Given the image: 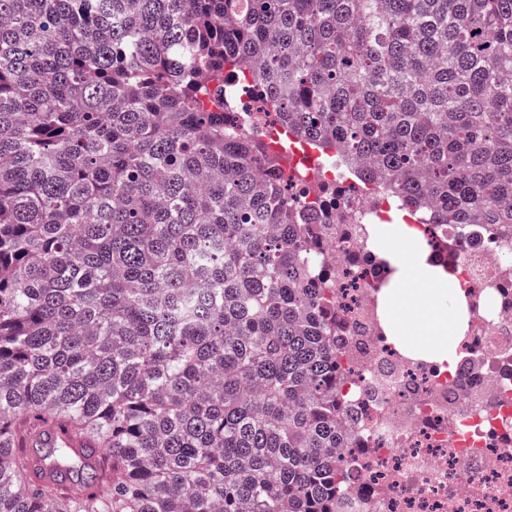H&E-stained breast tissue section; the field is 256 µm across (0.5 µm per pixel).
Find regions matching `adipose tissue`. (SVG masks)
Segmentation results:
<instances>
[{
  "label": "adipose tissue",
  "instance_id": "ef3b65f1",
  "mask_svg": "<svg viewBox=\"0 0 512 512\" xmlns=\"http://www.w3.org/2000/svg\"><path fill=\"white\" fill-rule=\"evenodd\" d=\"M390 262L395 273L390 288L384 291L383 306L392 341L437 362H454L467 314L454 305L437 308L434 285L446 283L452 295L459 289L458 282L430 269L425 253L417 250L406 256H391Z\"/></svg>",
  "mask_w": 512,
  "mask_h": 512
}]
</instances>
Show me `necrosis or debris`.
<instances>
[{
    "mask_svg": "<svg viewBox=\"0 0 512 512\" xmlns=\"http://www.w3.org/2000/svg\"><path fill=\"white\" fill-rule=\"evenodd\" d=\"M234 121L254 136L279 127L258 92ZM314 209L313 251L333 288L336 334L359 357L342 398L354 476L342 512H512V231L481 224L414 226L432 258L452 269L477 305L453 366L404 357L387 339L378 285L388 277L371 246L389 201L376 187L349 190Z\"/></svg>",
    "mask_w": 512,
    "mask_h": 512,
    "instance_id": "necrosis-or-debris-1",
    "label": "necrosis or debris"
}]
</instances>
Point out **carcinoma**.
Wrapping results in <instances>:
<instances>
[{"label":"carcinoma","mask_w":512,"mask_h":512,"mask_svg":"<svg viewBox=\"0 0 512 512\" xmlns=\"http://www.w3.org/2000/svg\"><path fill=\"white\" fill-rule=\"evenodd\" d=\"M255 62L342 180L512 230V0H0V512H336L318 217L213 92ZM66 441L69 442V444ZM62 443L70 446V448H79L84 442L70 438L66 427L60 421H52L44 424L36 434L28 440L27 447L32 448L30 452L31 458L40 467V471L38 472L40 477L49 481L57 479V474L44 465L42 458L47 448H57L62 445Z\"/></svg>","instance_id":"1"}]
</instances>
